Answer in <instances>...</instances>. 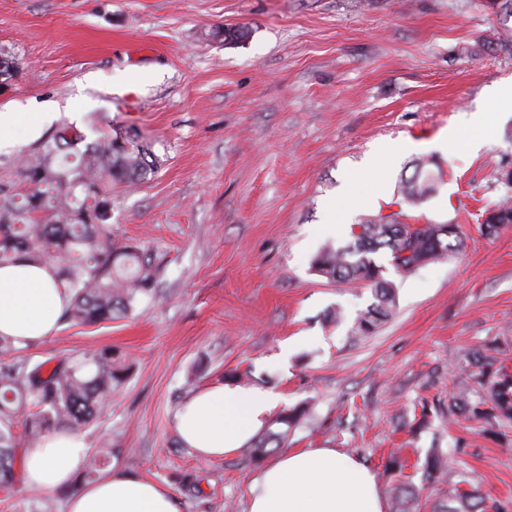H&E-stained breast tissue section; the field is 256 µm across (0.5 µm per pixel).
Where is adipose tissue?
<instances>
[{
  "label": "adipose tissue",
  "mask_w": 512,
  "mask_h": 512,
  "mask_svg": "<svg viewBox=\"0 0 512 512\" xmlns=\"http://www.w3.org/2000/svg\"><path fill=\"white\" fill-rule=\"evenodd\" d=\"M70 298L48 264L26 258L0 267V335L18 347L38 345L59 328ZM279 396L259 387L222 383L193 394L177 411L175 430L200 455L238 452L268 423ZM72 431L43 436L24 452L29 487L53 492L71 484L86 456ZM65 512H177L164 486L121 468L104 472L72 494ZM247 512H386L376 474L360 459L333 448L286 451L268 462L249 485Z\"/></svg>",
  "instance_id": "ef3b65f1"
}]
</instances>
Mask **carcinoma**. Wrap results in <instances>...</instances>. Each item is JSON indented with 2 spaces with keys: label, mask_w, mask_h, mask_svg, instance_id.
I'll list each match as a JSON object with an SVG mask.
<instances>
[{
  "label": "carcinoma",
  "mask_w": 512,
  "mask_h": 512,
  "mask_svg": "<svg viewBox=\"0 0 512 512\" xmlns=\"http://www.w3.org/2000/svg\"><path fill=\"white\" fill-rule=\"evenodd\" d=\"M118 132L90 125V133L67 127L43 140L24 157L0 160V266L23 255L35 264L54 266L70 294L61 321L95 326L121 319L155 290L157 267L153 257L133 245H122L112 235V186L136 185L154 172L156 158L139 139L116 147ZM416 176L400 188L395 204L419 208L433 191L441 173L417 166ZM479 223L485 237L512 224V196L485 208ZM404 210L378 213L351 232L350 243L326 247L315 257L313 269L340 283H363L373 302L358 315L353 329L358 339L373 332L392 314L394 283L385 278L375 255L395 260L427 255L441 260L461 250L466 240L462 225L427 223L409 232L398 223ZM448 227V235L437 231ZM13 339L0 335V489L17 483V449L25 448L51 431H77L93 426L112 394L125 384L130 365L125 358L102 348L76 360L33 362L20 355ZM457 372L470 384L449 396L448 405L421 404V420L430 413L465 418L481 424L512 423V374L505 364L482 352L458 363ZM309 415V408L282 410L272 425L253 438L250 460L284 446L289 433ZM112 449L101 448L87 461L84 475L105 467ZM426 480L440 478L446 485L430 512H508L468 488L466 472L448 466L446 455L434 449L425 458ZM390 512H424L416 486L396 480L387 490Z\"/></svg>",
  "instance_id": "carcinoma-1"
}]
</instances>
